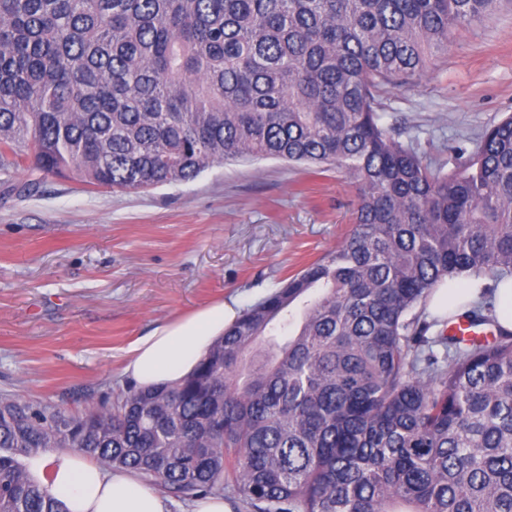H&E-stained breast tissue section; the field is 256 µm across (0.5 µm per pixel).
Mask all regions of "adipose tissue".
I'll use <instances>...</instances> for the list:
<instances>
[{
    "instance_id": "1",
    "label": "adipose tissue",
    "mask_w": 512,
    "mask_h": 512,
    "mask_svg": "<svg viewBox=\"0 0 512 512\" xmlns=\"http://www.w3.org/2000/svg\"><path fill=\"white\" fill-rule=\"evenodd\" d=\"M234 318L220 302L155 328L130 349L125 375L143 389L181 382ZM24 464L32 480L63 495L69 512H171V499L137 474L108 470L81 453L46 452Z\"/></svg>"
}]
</instances>
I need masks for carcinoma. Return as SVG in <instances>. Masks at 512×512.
<instances>
[{
	"instance_id": "carcinoma-1",
	"label": "carcinoma",
	"mask_w": 512,
	"mask_h": 512,
	"mask_svg": "<svg viewBox=\"0 0 512 512\" xmlns=\"http://www.w3.org/2000/svg\"><path fill=\"white\" fill-rule=\"evenodd\" d=\"M498 0H0V171L126 191L226 161L334 166L335 250L244 309L172 388L82 415L0 397V512H67L53 449L242 512H512V332L429 337L436 286L512 275V116L432 172L380 123ZM493 299L452 317L473 326Z\"/></svg>"
}]
</instances>
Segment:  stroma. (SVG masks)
<instances>
[{
    "mask_svg": "<svg viewBox=\"0 0 512 512\" xmlns=\"http://www.w3.org/2000/svg\"><path fill=\"white\" fill-rule=\"evenodd\" d=\"M380 122L430 169L464 163L512 115V7L375 93ZM0 174V395L85 413L111 405L136 340L223 301L242 311L341 245L357 204L336 169L278 159L214 166L144 191Z\"/></svg>",
    "mask_w": 512,
    "mask_h": 512,
    "instance_id": "35a3bbf8",
    "label": "stroma"
}]
</instances>
